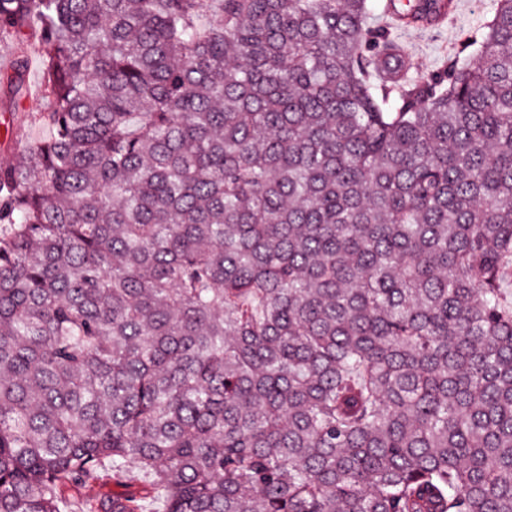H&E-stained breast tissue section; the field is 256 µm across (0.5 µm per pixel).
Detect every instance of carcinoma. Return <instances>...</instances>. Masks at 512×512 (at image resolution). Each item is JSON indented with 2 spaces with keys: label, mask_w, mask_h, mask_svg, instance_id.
Here are the masks:
<instances>
[{
  "label": "carcinoma",
  "mask_w": 512,
  "mask_h": 512,
  "mask_svg": "<svg viewBox=\"0 0 512 512\" xmlns=\"http://www.w3.org/2000/svg\"><path fill=\"white\" fill-rule=\"evenodd\" d=\"M0 40L48 130L0 167V512H512V0L420 74L368 0Z\"/></svg>",
  "instance_id": "obj_1"
}]
</instances>
